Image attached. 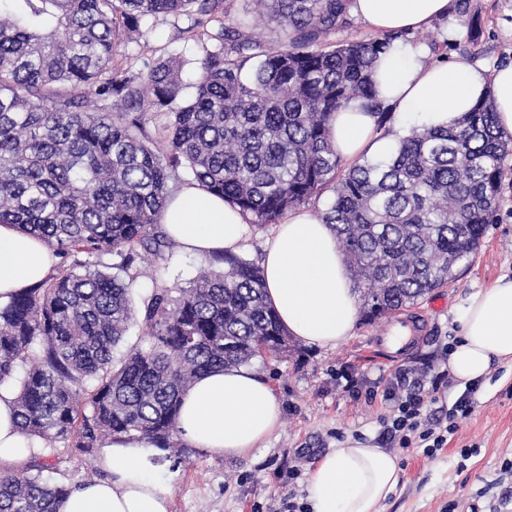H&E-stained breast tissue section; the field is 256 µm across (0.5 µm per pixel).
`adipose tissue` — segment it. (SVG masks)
Listing matches in <instances>:
<instances>
[{
	"mask_svg": "<svg viewBox=\"0 0 512 512\" xmlns=\"http://www.w3.org/2000/svg\"><path fill=\"white\" fill-rule=\"evenodd\" d=\"M449 0H350L348 10L371 31H418L445 16ZM421 48L397 47L372 72L378 97L399 117H419L425 127H446L492 96L498 123L512 132V63L493 73L457 62L428 64ZM331 142L348 160L387 154L394 138L381 136L372 111L352 104L331 121ZM162 230L184 249L206 256L244 243L247 218L195 183L171 196ZM44 241L0 224V301L44 280L58 264ZM267 298L289 333L303 342L334 348L349 339L359 316L358 294L332 228L318 211H288L261 265ZM461 338L448 368L467 384L493 363L512 361V278H498L470 295L461 308ZM281 407L270 386L239 366L205 374L181 399L177 427L184 440L229 457L245 458L278 428ZM46 443L19 433L15 394L0 389V463L25 462ZM147 438H121L100 450L107 479L72 489L56 512H170L171 488L157 477ZM398 459L374 444L348 440L319 458L308 473L312 512H379L399 482Z\"/></svg>",
	"mask_w": 512,
	"mask_h": 512,
	"instance_id": "adipose-tissue-1",
	"label": "adipose tissue"
}]
</instances>
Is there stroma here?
Masks as SVG:
<instances>
[{
  "label": "stroma",
  "mask_w": 512,
  "mask_h": 512,
  "mask_svg": "<svg viewBox=\"0 0 512 512\" xmlns=\"http://www.w3.org/2000/svg\"><path fill=\"white\" fill-rule=\"evenodd\" d=\"M224 18L244 35L275 46L284 29L271 22L254 0H224ZM186 17L159 15L141 26L140 37L121 39L113 62L141 69L144 62L170 58L180 67V100L194 93L203 56L199 37L189 34ZM403 45H425L426 62L460 61L493 70L512 62V0H449L448 14L431 28L402 35ZM498 220L489 225L476 254L458 277L426 294L417 305L374 324L358 322L348 341L334 349L302 346L285 358H258L252 368L276 395L282 410L275 433L246 458H227L201 448L169 452L161 473H175L171 512H281L288 494L306 498L305 472L349 438L375 439L386 408L367 391L399 368L437 372L448 363V348L459 339L457 310L473 293L499 277H512V155L504 162ZM212 255L175 247L170 264L145 253L135 255L139 273L131 290L141 309L153 278L188 286L200 270L215 266ZM352 371L359 396L336 382ZM472 415L460 420L447 445L434 455L396 449L400 479L380 512H512V362L493 364L473 395ZM53 482L70 485L104 478L97 452L82 453L66 442L54 445Z\"/></svg>",
  "instance_id": "35a3bbf8"
}]
</instances>
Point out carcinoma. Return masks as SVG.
Wrapping results in <instances>:
<instances>
[{
  "instance_id": "cac0c4a2",
  "label": "carcinoma",
  "mask_w": 512,
  "mask_h": 512,
  "mask_svg": "<svg viewBox=\"0 0 512 512\" xmlns=\"http://www.w3.org/2000/svg\"><path fill=\"white\" fill-rule=\"evenodd\" d=\"M223 0H0V224L37 235L61 258L42 282L0 302V385L24 373L18 430L85 453L141 434L174 447L181 396L202 375L293 350L261 267L224 253L187 287L153 285L141 321L151 343L117 353L134 310L133 255L166 261L169 184L194 181L249 217L276 224L324 192L364 319L375 321L455 280L500 207L512 135L491 102L449 128L414 127L385 157L341 169L333 114L352 103L389 118L371 71L395 35L331 46L348 0H261L288 31L278 47L218 17L195 93L178 105L172 60L119 70L113 48L148 17L193 18ZM169 115L161 158L133 111ZM35 456L0 468V512H56L69 490Z\"/></svg>"
}]
</instances>
